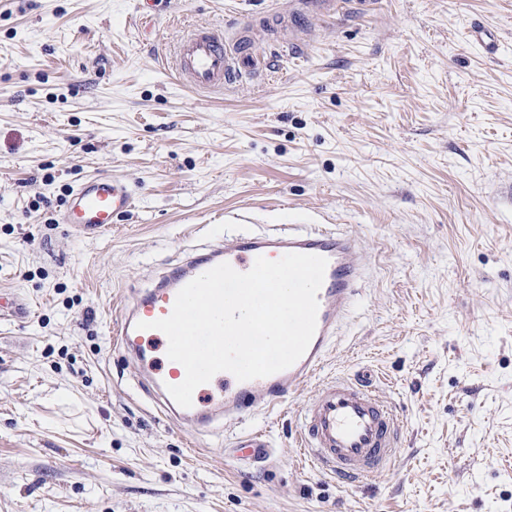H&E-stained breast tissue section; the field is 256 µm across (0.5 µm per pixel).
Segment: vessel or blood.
<instances>
[{"mask_svg":"<svg viewBox=\"0 0 512 512\" xmlns=\"http://www.w3.org/2000/svg\"><path fill=\"white\" fill-rule=\"evenodd\" d=\"M171 62L187 86L208 91L223 89L256 65L248 50L229 51L223 35L209 26L186 30L174 44ZM131 202V189L124 180L98 175L72 190L61 221L78 225L86 233H98L111 227L113 218L124 213ZM293 252L327 261L317 295L316 331L304 355L289 368L264 378L241 382L231 373H217L196 388L191 407L179 406L168 388L180 384L186 371L164 356L168 339L153 329V321L168 317L177 293L219 264H229L244 273L257 257L277 260ZM364 271L359 241L325 224L292 225L271 235L241 234L168 268L155 288L121 309L113 334L120 346L135 356L141 383L153 391L157 403L172 419L196 429L222 421L244 425L234 445L247 459L260 460L270 453L271 442L265 431L247 426L248 417L258 409L282 408L289 397L316 379L350 316ZM399 433L397 415L370 377L336 380L321 384L315 398L304 407L299 453L318 472L367 479L391 462Z\"/></svg>","mask_w":512,"mask_h":512,"instance_id":"obj_1","label":"vessel or blood"}]
</instances>
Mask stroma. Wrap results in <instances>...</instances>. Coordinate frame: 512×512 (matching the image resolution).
<instances>
[{
  "instance_id": "35a3bbf8",
  "label": "stroma",
  "mask_w": 512,
  "mask_h": 512,
  "mask_svg": "<svg viewBox=\"0 0 512 512\" xmlns=\"http://www.w3.org/2000/svg\"><path fill=\"white\" fill-rule=\"evenodd\" d=\"M481 22L489 55L466 31ZM216 26L259 71L207 93L162 58ZM129 182L107 232L60 221ZM512 0H0V512H512ZM338 224L366 251L323 380L370 374L402 422L376 476L195 431L113 342L125 302L247 228ZM131 202V189L124 180L109 175L91 177L71 191L61 223L78 224L83 232L98 233L111 227L112 219L124 213Z\"/></svg>"
}]
</instances>
